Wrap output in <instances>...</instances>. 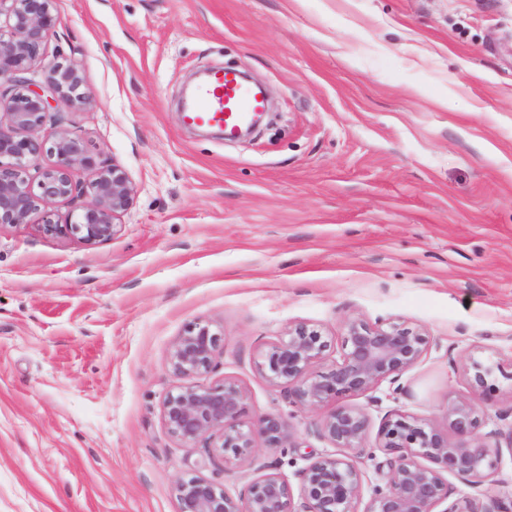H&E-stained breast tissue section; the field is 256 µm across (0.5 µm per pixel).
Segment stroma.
Here are the masks:
<instances>
[{
	"mask_svg": "<svg viewBox=\"0 0 512 512\" xmlns=\"http://www.w3.org/2000/svg\"><path fill=\"white\" fill-rule=\"evenodd\" d=\"M44 63L64 55L94 103L64 115L127 171L132 206L88 246L0 228V512H178L200 473L236 496L245 462L165 429L168 356L194 321L224 333L208 386L289 415L295 447L259 462L299 487L328 451L320 416L255 370L304 322L401 318L430 347L401 379L350 398L372 423H445L470 359H512V0H57ZM212 66L250 74L271 118L226 142L186 129L180 99ZM480 406L499 468L480 488L512 512V380Z\"/></svg>",
	"mask_w": 512,
	"mask_h": 512,
	"instance_id": "obj_1",
	"label": "stroma"
}]
</instances>
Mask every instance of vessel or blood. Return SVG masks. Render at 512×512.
Returning a JSON list of instances; mask_svg holds the SVG:
<instances>
[{"label":"vessel or blood","instance_id":"1","mask_svg":"<svg viewBox=\"0 0 512 512\" xmlns=\"http://www.w3.org/2000/svg\"><path fill=\"white\" fill-rule=\"evenodd\" d=\"M265 105L264 96L242 82L236 70L215 68L197 85L183 119L191 126L222 129L231 138Z\"/></svg>","mask_w":512,"mask_h":512}]
</instances>
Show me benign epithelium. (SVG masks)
I'll return each instance as SVG.
<instances>
[{"label":"benign epithelium","instance_id":"7a95c632","mask_svg":"<svg viewBox=\"0 0 512 512\" xmlns=\"http://www.w3.org/2000/svg\"><path fill=\"white\" fill-rule=\"evenodd\" d=\"M55 0H0V227L40 220L47 235L72 237L92 246L117 233L116 219L132 205L134 189L125 169L100 164L84 139L59 119L45 131L49 114L90 104L79 69L60 56L46 70L37 65L54 31ZM52 161L42 166L44 157ZM35 168L37 182L29 170ZM86 181L79 180V174ZM69 211L61 217L58 206ZM338 343L341 355L316 369ZM224 344L223 333L208 322L190 324L173 342L169 365L178 380L161 405L168 433L184 447L202 439L223 460L255 463L258 444L294 448L292 426L282 413L245 419L249 395L232 379L201 386ZM430 344L427 332L407 321L361 317L345 320L332 338L314 325L298 323L260 350L254 365L272 387L284 388L295 407L320 413L319 435L335 448L307 458L294 492L288 478L269 465L258 466L245 496L236 497L203 475L179 479V512H491L474 498L449 501L448 476L477 485L497 471L498 458L478 436L482 417L476 405H491L497 376L512 380V361L473 359L467 379L477 401L448 403L446 426L409 413L385 415L377 447L382 483L363 500V472L356 460L367 451L371 417L339 401L366 394L387 382L399 390L403 374L418 364ZM443 510H438V507Z\"/></svg>","mask_w":512,"mask_h":512}]
</instances>
